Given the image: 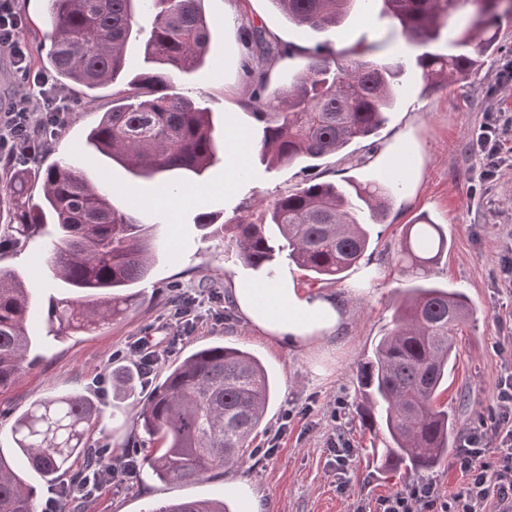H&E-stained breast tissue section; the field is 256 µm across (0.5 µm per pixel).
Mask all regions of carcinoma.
Returning a JSON list of instances; mask_svg holds the SVG:
<instances>
[{
  "label": "carcinoma",
  "mask_w": 512,
  "mask_h": 512,
  "mask_svg": "<svg viewBox=\"0 0 512 512\" xmlns=\"http://www.w3.org/2000/svg\"><path fill=\"white\" fill-rule=\"evenodd\" d=\"M202 0H45L51 27L45 65L63 86L87 91L114 83L126 70V45L137 26L136 9L152 16L145 67L118 92L87 142L138 177L165 172L202 177L216 160L212 113L175 91V81L203 65L211 23ZM297 27L337 28L349 11H367L375 0H271ZM401 34L423 48L415 57L429 93L454 75L477 71L496 50L503 13L484 0H380ZM464 27L448 37V52L431 50L448 20L468 6ZM251 93L246 107L257 125L256 144L270 167L336 154L377 134L403 89L407 63L377 55L380 45L360 42L338 57L322 46L303 50L306 62L287 85L269 86V71L290 46L245 18ZM42 179V196H28L29 170ZM402 184L308 182L271 204L258 221L235 218L220 225L240 262L271 276L281 255L322 280L340 281L370 245L367 226L384 222ZM49 236L43 252L52 277L78 293L48 305L49 333L68 338L93 332L139 306L129 292L154 263L153 226L118 208L97 182L59 160L40 157L0 180V252ZM448 250L440 227L427 219L405 225L397 270L417 280L397 300L394 327L360 364L357 380L365 424L388 435L382 461L412 473L437 471L456 448L453 415L436 404L456 360L453 331L477 316L467 297L428 280ZM33 286L0 268V390L12 386L43 359L27 323ZM275 386L260 360L229 343L184 352L164 382L140 401L136 424L160 442L144 456L161 483L204 479L242 463L265 420ZM101 411L81 395L33 403L11 425L16 447L45 484L83 458L101 476L112 451L95 452L92 430ZM37 488L0 456V512H35ZM151 512H229L224 501L187 499Z\"/></svg>",
  "instance_id": "cac0c4a2"
}]
</instances>
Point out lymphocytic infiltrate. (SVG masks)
<instances>
[{"instance_id":"obj_1","label":"lymphocytic infiltrate","mask_w":512,"mask_h":512,"mask_svg":"<svg viewBox=\"0 0 512 512\" xmlns=\"http://www.w3.org/2000/svg\"><path fill=\"white\" fill-rule=\"evenodd\" d=\"M24 17L16 0H0V54H6L24 83L9 111L0 113V158L27 166L63 125L69 106L44 73L31 72L28 48L22 37ZM512 131V117L479 127L473 148L485 165L483 176H493L506 162L500 151L502 138ZM206 305L195 297L169 314L161 343L138 339L129 346L146 372H153L165 357L175 353L193 325L194 313ZM467 477L462 489L447 500L439 499L432 484L414 482L382 497L375 512H512V361L501 369L494 406L487 420L467 431L452 462Z\"/></svg>"}]
</instances>
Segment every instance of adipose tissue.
Wrapping results in <instances>:
<instances>
[{"instance_id":"1","label":"adipose tissue","mask_w":512,"mask_h":512,"mask_svg":"<svg viewBox=\"0 0 512 512\" xmlns=\"http://www.w3.org/2000/svg\"><path fill=\"white\" fill-rule=\"evenodd\" d=\"M224 132L225 141L231 146L224 179V196L229 199L238 188L252 145L237 113H226ZM233 298L239 310L266 336L285 338L298 346L333 336L344 319L341 299L304 291L288 271L271 281L241 284L234 289Z\"/></svg>"}]
</instances>
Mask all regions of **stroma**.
<instances>
[{
  "instance_id": "obj_1",
  "label": "stroma",
  "mask_w": 512,
  "mask_h": 512,
  "mask_svg": "<svg viewBox=\"0 0 512 512\" xmlns=\"http://www.w3.org/2000/svg\"><path fill=\"white\" fill-rule=\"evenodd\" d=\"M17 5L25 18L29 66L41 71L48 31L43 0H17ZM202 9L211 22L209 60L179 79L176 87L212 112L219 129L225 113L238 112V98L251 91L243 71L242 15L281 41L302 47L323 44L332 51L340 42L353 45L386 36L390 42L385 56L407 61L420 52L377 9L350 14L339 28L321 33L296 27L270 0H203ZM497 45L498 52L478 71L451 79L425 97L420 94L419 72L408 68L405 91L372 141L352 143L345 152L322 157L310 167L299 163L270 168L258 152H251L232 209L224 203V163L209 170L202 206L163 208L156 202L158 180L134 177L120 164L92 154L86 135L101 112L111 107L113 93L124 89V81L97 91L89 106L84 105L80 88H63L72 110L49 146V161L65 160L109 188L118 206L134 208L143 223L155 225L166 246L149 278L138 285L145 297L138 311L64 342L48 337L46 311L50 300L73 297V290L46 273H33L30 260L37 254V242L0 255V267L16 271L34 288L29 328L46 350L37 366L0 392V455L12 460L29 483L40 485L39 474L15 449L11 424L31 403L76 391L104 412L91 434L94 445L109 444L120 457L131 444L148 442V435L133 424L136 395H115L112 372L135 365V358L125 353L128 344L157 335L173 295L201 294L210 297L212 307L184 336L182 349L223 341L238 344L253 351L278 383L266 425L253 436L244 463L179 486L161 484L143 469L127 483L104 486L92 499L59 498L60 512H148L156 503L223 496L230 481L249 485L261 512H374L380 497L418 481V474L385 469L376 460L374 453L384 448L385 437L363 424L357 371L379 337L394 325L395 293L409 285L397 273L395 252L405 224L425 216L448 238V250L434 266L433 279L466 294L478 310L476 321L461 325L456 333L457 359L438 400L447 405L463 433L487 418L494 404L499 365L512 356V293L498 281L504 237L512 228V166L482 180L483 162L472 148V135L490 117L512 114V86L499 81L504 65L512 61V16L500 20ZM389 154L405 158L409 169L400 175L404 188L386 222L378 225L379 235L372 238L363 263L338 283L313 280L301 269L295 272L301 288L344 299L348 318L341 332L308 348L267 338L230 299L234 285L251 279L252 271L226 251L218 237L196 224V216L205 212L215 223L228 224L240 216L263 214L276 198L311 180L376 181L382 177L378 159ZM288 409L295 417L286 435L275 438ZM334 438L353 450L343 477L328 451ZM271 439L279 448L276 457L267 461L255 455V448ZM345 477L353 487L349 495L338 489Z\"/></svg>"
}]
</instances>
